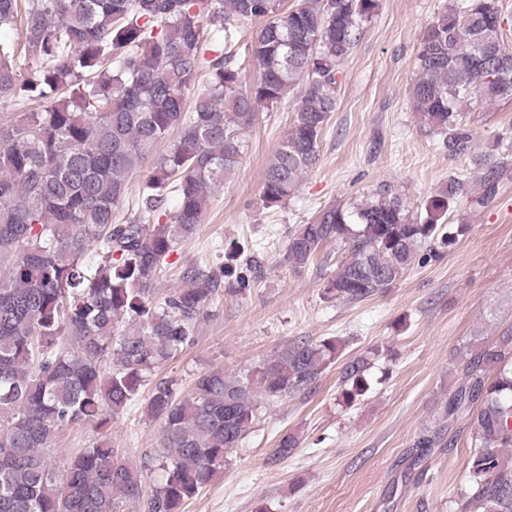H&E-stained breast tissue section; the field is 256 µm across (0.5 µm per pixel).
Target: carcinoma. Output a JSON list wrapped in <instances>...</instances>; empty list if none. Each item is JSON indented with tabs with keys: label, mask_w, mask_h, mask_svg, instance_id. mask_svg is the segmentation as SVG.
<instances>
[{
	"label": "carcinoma",
	"mask_w": 512,
	"mask_h": 512,
	"mask_svg": "<svg viewBox=\"0 0 512 512\" xmlns=\"http://www.w3.org/2000/svg\"><path fill=\"white\" fill-rule=\"evenodd\" d=\"M0 0V98L37 107L0 123V512H180L184 500L224 469L250 433L261 403L306 390L342 355L337 339L297 338L240 374L215 368L178 395L156 373L195 340L199 319L238 274L240 245L212 267L197 261L179 285L158 293L177 245L191 239L212 192L235 175L259 110L301 88L293 125L269 160L260 202L280 206L320 157L336 111V75L375 15L379 0ZM224 24V43L203 21ZM260 23L240 43L238 22ZM498 0H449L424 31L410 102L423 128L454 159L474 152L457 112L466 98L512 99V47ZM258 76L246 82V64ZM169 141L165 153L153 148ZM153 162L129 196L134 174ZM476 204L495 194L498 168L480 178ZM452 177L426 217L382 189L352 207L319 210L288 237L284 256L299 271L329 244L348 257L324 293L346 303L391 288L421 251L455 245L466 224L439 223L469 196ZM174 208L167 209L169 200ZM449 394L448 423L472 426L464 512H512V327L466 351ZM370 359L342 367L344 403L370 389ZM153 383L146 412L164 420V482L144 497L142 474L122 462L108 428ZM94 421L98 439L58 476L52 445L67 426ZM448 437L426 430L419 448ZM283 434L270 455L293 454Z\"/></svg>",
	"instance_id": "obj_1"
}]
</instances>
